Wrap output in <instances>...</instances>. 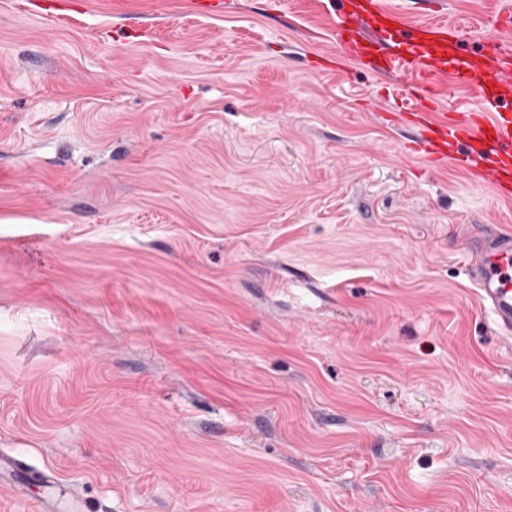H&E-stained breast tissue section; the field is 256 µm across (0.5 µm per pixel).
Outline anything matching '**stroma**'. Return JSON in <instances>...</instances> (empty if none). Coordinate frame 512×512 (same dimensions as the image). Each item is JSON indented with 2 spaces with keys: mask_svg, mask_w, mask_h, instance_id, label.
<instances>
[{
  "mask_svg": "<svg viewBox=\"0 0 512 512\" xmlns=\"http://www.w3.org/2000/svg\"><path fill=\"white\" fill-rule=\"evenodd\" d=\"M337 7L0 0V512H512L464 236L512 198L406 149Z\"/></svg>",
  "mask_w": 512,
  "mask_h": 512,
  "instance_id": "35a3bbf8",
  "label": "stroma"
}]
</instances>
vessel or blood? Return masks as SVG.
Listing matches in <instances>:
<instances>
[{"mask_svg":"<svg viewBox=\"0 0 512 512\" xmlns=\"http://www.w3.org/2000/svg\"><path fill=\"white\" fill-rule=\"evenodd\" d=\"M339 36L343 58L354 57L353 40L361 38L376 52L369 72L407 82L416 101L404 111L415 152L438 164L464 154L480 185L512 198V48L490 38L467 53L460 28L403 23L383 0H356L342 15ZM459 85L475 87L477 104L446 108ZM467 265L482 306L499 329L512 332V232L497 224L477 228Z\"/></svg>","mask_w":512,"mask_h":512,"instance_id":"1","label":"vessel or blood"}]
</instances>
